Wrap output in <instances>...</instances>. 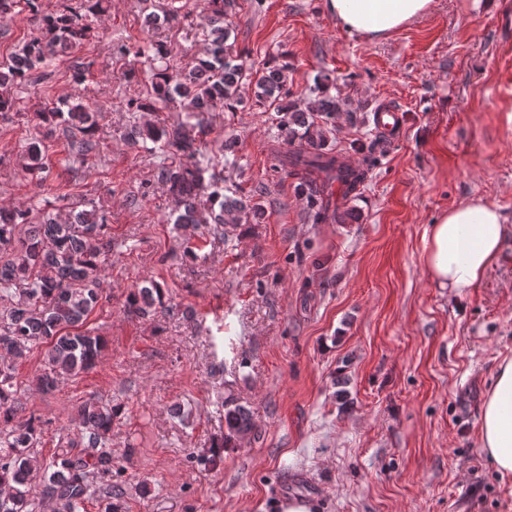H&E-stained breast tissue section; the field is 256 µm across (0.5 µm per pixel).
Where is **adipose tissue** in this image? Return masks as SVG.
Instances as JSON below:
<instances>
[{"instance_id":"ef3b65f1","label":"adipose tissue","mask_w":512,"mask_h":512,"mask_svg":"<svg viewBox=\"0 0 512 512\" xmlns=\"http://www.w3.org/2000/svg\"><path fill=\"white\" fill-rule=\"evenodd\" d=\"M433 0H327L344 30L381 39L426 14ZM506 228L499 208L473 197L443 211L425 231L423 263L433 283L465 295L497 263ZM478 446L501 475H512V357L503 358L485 395Z\"/></svg>"}]
</instances>
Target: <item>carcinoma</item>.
I'll list each match as a JSON object with an SVG mask.
<instances>
[{"instance_id": "carcinoma-1", "label": "carcinoma", "mask_w": 512, "mask_h": 512, "mask_svg": "<svg viewBox=\"0 0 512 512\" xmlns=\"http://www.w3.org/2000/svg\"><path fill=\"white\" fill-rule=\"evenodd\" d=\"M237 0H206L207 27L204 56L189 70L167 62L168 49L161 42L146 46L152 60L160 62L150 88L128 102L132 112H155L177 98L187 110L186 119L173 125L145 123L130 132L132 144L148 152L170 153L174 161L156 171V182L167 187L175 204V223L218 229L260 216V207L236 192L224 193V180L216 173L205 180L206 146L204 113L217 108L235 111L242 103L241 90L253 87L256 105L272 107L281 114L279 128L288 143L297 147L288 154L289 175L301 180L308 213L318 224L341 222L343 214L333 200L332 185L354 192L364 181L366 170L349 168L338 157L322 150L323 128L309 121L317 114L331 123L339 103L319 96L298 109L288 102V66H271L260 74L246 73L237 63L231 29L226 20ZM105 0H59V8L40 14L38 0H0V19L11 17L21 6L39 21L38 35L25 42L0 71V120H10L19 111L11 86L41 81L49 75L52 60L71 51L97 30L90 18L104 12ZM35 127L45 137L64 142L69 155L82 162L96 153L99 143L98 113L80 100L51 101L34 113ZM49 145L35 138L19 155L24 176L51 175ZM210 188L206 208H200L204 187ZM122 244L107 232V217L97 203L86 201L63 211L51 201L34 209L0 205V512H42L50 500L53 512H83L85 503L96 499L102 512H126L123 468L112 459V423L122 406L90 398L78 408L75 433L59 441L49 461L36 448L41 444L46 422L33 414L23 416L20 385L15 381L16 364L39 351L43 372L32 381V389L49 393L60 380L75 377L101 360L104 336L86 327L89 316L103 301L104 262L112 249ZM164 288L157 282L132 291L127 312L149 318L168 310ZM224 437L205 452L191 456L199 465H214L224 449L234 447L256 432L249 410L233 395L224 399ZM79 449L73 453L72 449ZM42 478L41 485L34 479Z\"/></svg>"}]
</instances>
